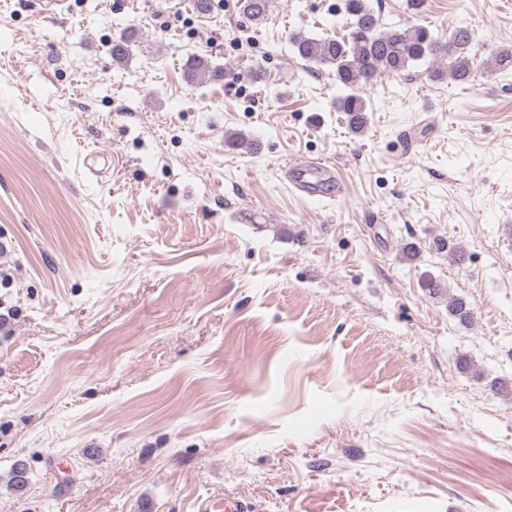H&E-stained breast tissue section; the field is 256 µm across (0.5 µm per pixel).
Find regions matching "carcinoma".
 <instances>
[{"instance_id": "1", "label": "carcinoma", "mask_w": 512, "mask_h": 512, "mask_svg": "<svg viewBox=\"0 0 512 512\" xmlns=\"http://www.w3.org/2000/svg\"><path fill=\"white\" fill-rule=\"evenodd\" d=\"M344 14L349 19L347 37L340 40L307 37L295 33L290 37L295 53L313 65L332 68L336 84L344 93L336 97V109L346 115L353 133L367 124V103L363 94L382 74L400 75L418 62L428 64L429 78L439 81L449 78L463 84L473 80L481 63L472 53L474 32L467 26L454 27L443 37L422 24L382 27L380 15L369 0H343ZM271 0H242V13L254 22L265 19ZM136 37L131 30L112 44V57L122 60ZM490 67L497 73L512 74V48L500 49ZM227 71L212 64L204 56L189 61L188 77L222 82Z\"/></svg>"}]
</instances>
